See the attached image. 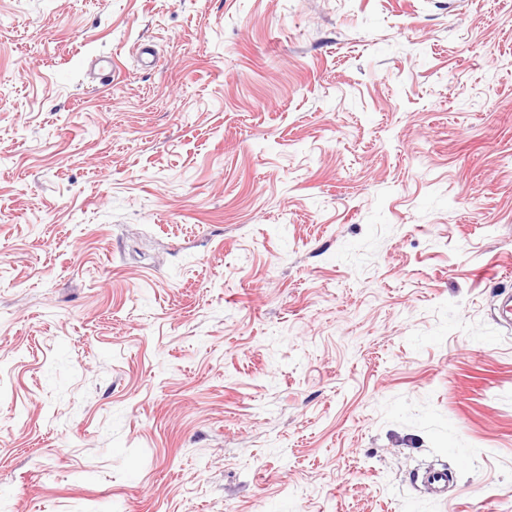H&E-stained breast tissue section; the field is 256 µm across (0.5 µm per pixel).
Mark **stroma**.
<instances>
[{
  "mask_svg": "<svg viewBox=\"0 0 512 512\" xmlns=\"http://www.w3.org/2000/svg\"><path fill=\"white\" fill-rule=\"evenodd\" d=\"M505 295L512 0H0V512H512Z\"/></svg>",
  "mask_w": 512,
  "mask_h": 512,
  "instance_id": "obj_1",
  "label": "stroma"
}]
</instances>
